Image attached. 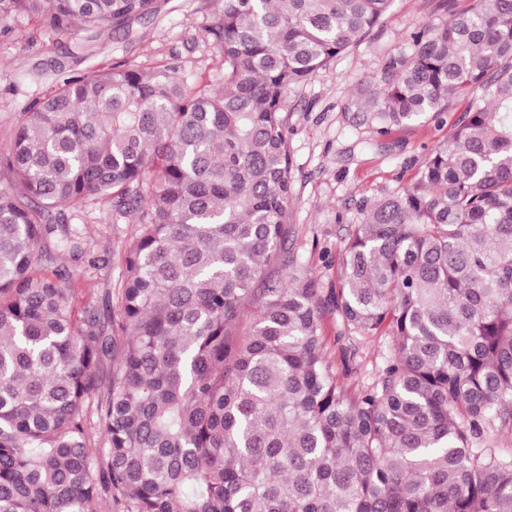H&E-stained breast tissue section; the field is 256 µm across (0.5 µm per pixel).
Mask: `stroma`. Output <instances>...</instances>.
Returning <instances> with one entry per match:
<instances>
[{
	"instance_id": "obj_1",
	"label": "stroma",
	"mask_w": 512,
	"mask_h": 512,
	"mask_svg": "<svg viewBox=\"0 0 512 512\" xmlns=\"http://www.w3.org/2000/svg\"><path fill=\"white\" fill-rule=\"evenodd\" d=\"M156 2V14L133 21L130 33L115 31L103 37L86 59L69 55L67 39L32 21L14 23L9 34L0 36V152L8 149L5 123L10 113L21 111L63 79L118 62L173 64L189 78L217 77L222 55L206 40L203 26L221 9L222 0ZM439 2L393 0L383 23L366 40L287 94L293 160L288 247L320 291L338 282L336 255L357 224L360 207L413 180L467 107L466 101H453L438 117L384 136L354 129L344 119L357 89L373 81L390 57L409 52L412 33L448 20ZM84 222L96 253L111 255V262L92 269L57 254L48 267L59 270L64 281L88 289L94 307L103 312L117 303L122 278L118 258L132 243L136 223L131 216L113 223L112 210L103 203L90 206ZM325 333L338 369L350 371L346 384L353 390L373 383L392 353V337L353 339L333 315L327 318Z\"/></svg>"
}]
</instances>
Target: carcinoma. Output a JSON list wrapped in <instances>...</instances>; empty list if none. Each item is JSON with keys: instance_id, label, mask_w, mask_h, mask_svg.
Segmentation results:
<instances>
[{"instance_id": "1", "label": "carcinoma", "mask_w": 512, "mask_h": 512, "mask_svg": "<svg viewBox=\"0 0 512 512\" xmlns=\"http://www.w3.org/2000/svg\"><path fill=\"white\" fill-rule=\"evenodd\" d=\"M391 0H223L218 87L168 65L67 78L13 113L0 174V512H512V0L411 36L359 90L379 135L467 101L416 180L365 204L322 295L288 252L286 94ZM155 0H0L100 34ZM96 198L137 214L116 309L38 261L91 265ZM392 336L351 391L326 318ZM100 448H90L92 434Z\"/></svg>"}]
</instances>
